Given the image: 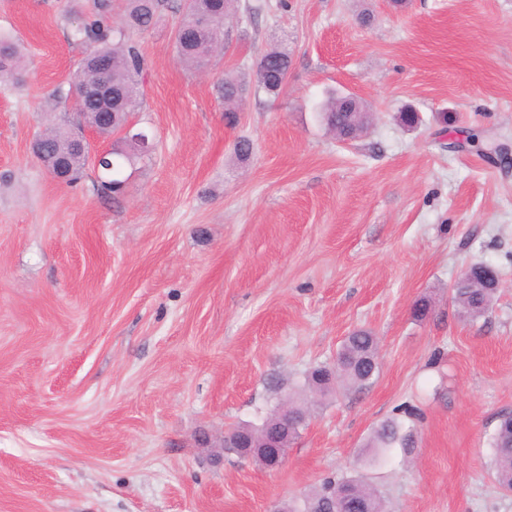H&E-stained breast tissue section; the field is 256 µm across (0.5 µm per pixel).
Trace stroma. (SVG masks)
<instances>
[{
    "instance_id": "obj_1",
    "label": "stroma",
    "mask_w": 512,
    "mask_h": 512,
    "mask_svg": "<svg viewBox=\"0 0 512 512\" xmlns=\"http://www.w3.org/2000/svg\"><path fill=\"white\" fill-rule=\"evenodd\" d=\"M91 2L0 0L27 71L0 84V512H274L342 474L387 512H512L491 448L512 411V164L469 143L512 156V0H249L202 71L166 10L132 114L154 149L118 197L29 151ZM283 37L284 88L225 114L218 79ZM331 89L372 113L358 138L321 123ZM476 262L503 286L469 318L451 289ZM358 329L376 377L316 407L280 469L222 450L274 406L272 377L302 382ZM388 419L414 447L365 465Z\"/></svg>"
}]
</instances>
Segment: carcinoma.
Returning <instances> with one entry per match:
<instances>
[{
	"label": "carcinoma",
	"instance_id": "1",
	"mask_svg": "<svg viewBox=\"0 0 512 512\" xmlns=\"http://www.w3.org/2000/svg\"><path fill=\"white\" fill-rule=\"evenodd\" d=\"M169 8V0H126L120 24L110 26L104 22L109 0H94V12L73 31V38L89 48L68 80V89L56 91L57 103L69 104L80 96L83 86L92 80L102 79L112 83L113 94L120 104L115 125L101 124L99 135L110 136L116 126L127 119V113L135 111L142 96V76L147 67L137 34L154 26L163 10ZM237 0H181V21L175 29L174 45L177 58L189 69L202 70L217 56L219 45L224 43V19L238 11ZM206 18L207 27L199 25ZM292 58L288 45L280 42L263 51L252 67V76L224 74L217 85V92L224 100V111L234 112L250 87L267 94H278L288 79ZM24 65L18 44L0 37V81L23 82ZM322 118L340 128L344 136L358 137L370 124L372 115L361 114L353 109V102L334 94L319 106ZM62 126L57 125L40 134L42 150L53 161L62 157L65 164V182L74 180L88 165V154L72 148L67 143L54 140ZM133 155L121 148L111 149L99 166L101 185L108 191L121 193L125 179V165ZM483 264L471 265L465 283L453 289L454 299L462 310L470 315L485 312L492 304L496 292L484 286L478 269ZM378 359L376 336L369 330H356L343 340L336 372L338 380L353 387L362 388L372 382L377 371L371 369V361ZM323 367L318 366L306 374L304 382L294 394L309 391L327 394L329 385H321ZM414 434L405 429L402 422L389 420L374 432L371 447L381 453L398 444L411 448ZM495 480L505 492L512 493V414L501 415L492 436ZM345 488L347 499L341 512H383L377 490L364 480L352 477H328L320 486L306 493L300 504L288 506V512H330L327 490L332 484Z\"/></svg>",
	"mask_w": 512,
	"mask_h": 512
}]
</instances>
